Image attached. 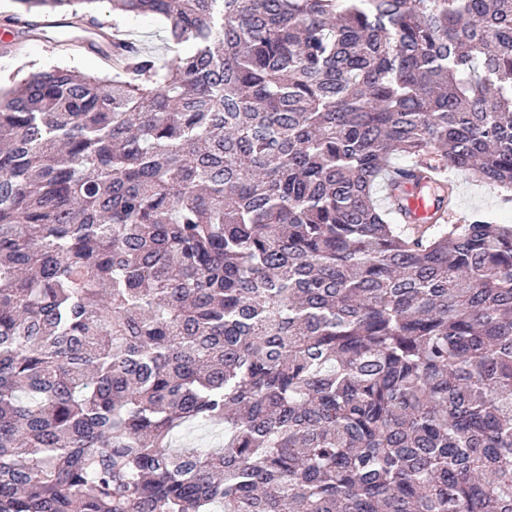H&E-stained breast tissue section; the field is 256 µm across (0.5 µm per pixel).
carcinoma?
Returning a JSON list of instances; mask_svg holds the SVG:
<instances>
[{"instance_id":"carcinoma-1","label":"carcinoma","mask_w":512,"mask_h":512,"mask_svg":"<svg viewBox=\"0 0 512 512\" xmlns=\"http://www.w3.org/2000/svg\"><path fill=\"white\" fill-rule=\"evenodd\" d=\"M111 2L172 55L0 105V512H512V224L446 220L512 192V0ZM448 176L456 184L455 224H466L463 220L475 213L484 212L492 214L504 224H512V193L502 188L480 181L469 172L451 171ZM505 195H509L506 197ZM400 204L407 213L403 222L406 228H414L415 224H433L436 219V204L421 189H413L406 184ZM176 448L192 446L198 449L209 446L210 449L222 443V435L218 429H200L188 435L176 436L173 440Z\"/></svg>"}]
</instances>
